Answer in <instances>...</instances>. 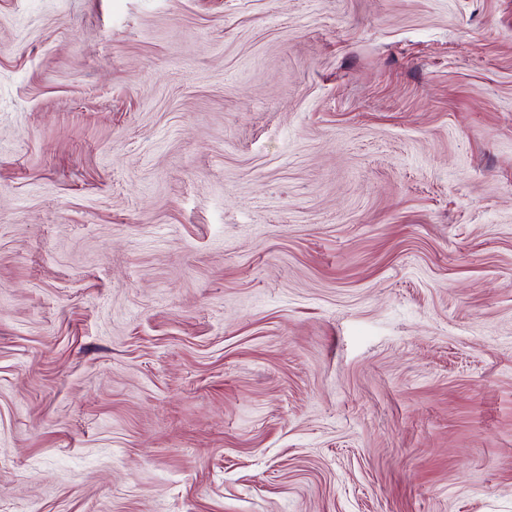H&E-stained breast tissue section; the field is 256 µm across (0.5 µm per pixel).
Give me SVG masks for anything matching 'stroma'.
I'll use <instances>...</instances> for the list:
<instances>
[{"instance_id":"35a3bbf8","label":"stroma","mask_w":512,"mask_h":512,"mask_svg":"<svg viewBox=\"0 0 512 512\" xmlns=\"http://www.w3.org/2000/svg\"><path fill=\"white\" fill-rule=\"evenodd\" d=\"M0 512H512V0H0Z\"/></svg>"}]
</instances>
